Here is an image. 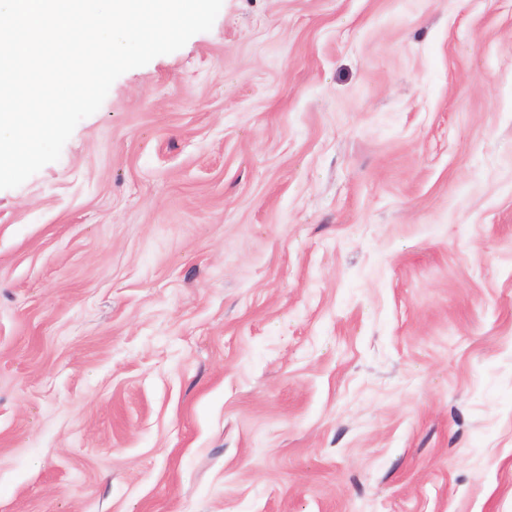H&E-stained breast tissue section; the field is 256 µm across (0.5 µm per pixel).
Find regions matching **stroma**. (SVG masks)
I'll use <instances>...</instances> for the list:
<instances>
[{
  "label": "stroma",
  "instance_id": "35a3bbf8",
  "mask_svg": "<svg viewBox=\"0 0 512 512\" xmlns=\"http://www.w3.org/2000/svg\"><path fill=\"white\" fill-rule=\"evenodd\" d=\"M0 512H512V0H223L0 190Z\"/></svg>",
  "mask_w": 512,
  "mask_h": 512
}]
</instances>
